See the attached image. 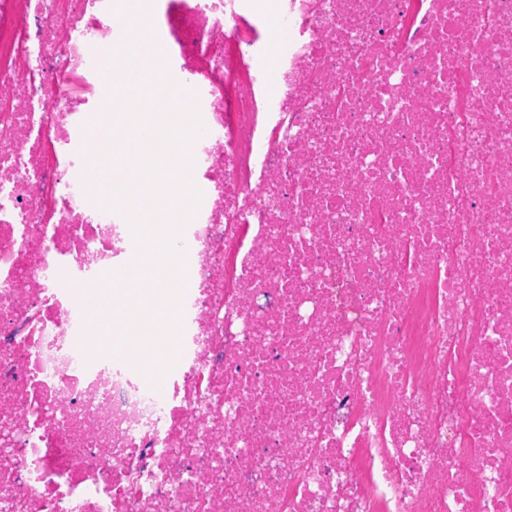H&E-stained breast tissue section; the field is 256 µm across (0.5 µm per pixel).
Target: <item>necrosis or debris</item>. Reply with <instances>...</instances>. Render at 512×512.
Instances as JSON below:
<instances>
[{"label": "necrosis or debris", "mask_w": 512, "mask_h": 512, "mask_svg": "<svg viewBox=\"0 0 512 512\" xmlns=\"http://www.w3.org/2000/svg\"><path fill=\"white\" fill-rule=\"evenodd\" d=\"M0 0V512H512V0ZM196 91L180 365L80 306L104 81Z\"/></svg>", "instance_id": "4bbe7bcc"}]
</instances>
